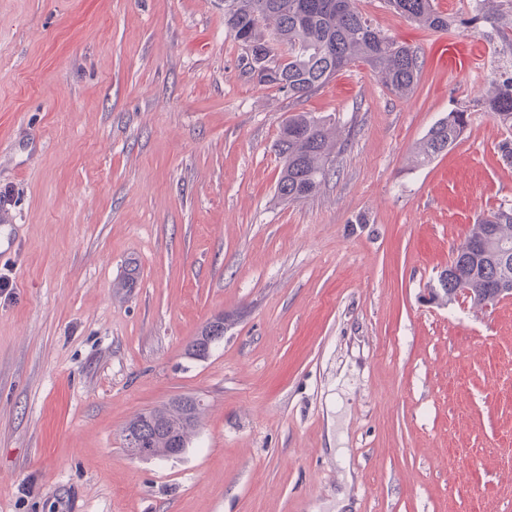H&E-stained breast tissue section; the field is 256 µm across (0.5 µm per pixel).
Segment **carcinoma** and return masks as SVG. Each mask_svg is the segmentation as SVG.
<instances>
[{"mask_svg":"<svg viewBox=\"0 0 512 512\" xmlns=\"http://www.w3.org/2000/svg\"><path fill=\"white\" fill-rule=\"evenodd\" d=\"M469 17L459 20L439 11L435 0H385L397 14L435 31H446L459 23L477 31L496 56L495 91L483 100L497 124L506 133L499 145L501 156L512 158V23L502 26L497 16L512 14V0H472ZM224 28L241 43L262 41L268 29L279 32L270 46L271 58L280 68L279 78L266 81L296 101L317 93L340 71L362 62L377 73L381 83L395 95L411 92L422 72L420 51L378 30L353 5V0H229L224 5ZM468 123L464 109H453L432 125L418 155L429 162L456 143ZM336 141L331 128L321 119L301 112L283 122L276 151L282 159L277 194L288 202L315 194L326 179ZM487 243L460 271L461 283L454 280L436 294L435 300L448 304L458 289L471 291L470 302L482 306L487 301L484 281L493 277L512 280V261L502 263L504 251L512 253V204H502L474 224L457 254H466L477 242ZM176 397L160 407L132 419L125 431L134 433L154 421L160 430L145 445L150 459L170 457L172 442L180 439L189 448V436L199 426L201 408L184 405Z\"/></svg>","mask_w":512,"mask_h":512,"instance_id":"cac0c4a2","label":"carcinoma"}]
</instances>
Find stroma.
<instances>
[{
	"label": "stroma",
	"mask_w": 512,
	"mask_h": 512,
	"mask_svg": "<svg viewBox=\"0 0 512 512\" xmlns=\"http://www.w3.org/2000/svg\"><path fill=\"white\" fill-rule=\"evenodd\" d=\"M355 5L419 49L408 95L360 63L299 103L258 84L224 0H0V512H512V298L424 300L512 204L495 64ZM299 112L340 150L283 204ZM177 396L203 402L188 450L133 457L126 424ZM468 123L464 109H453L432 125L425 135L418 155L422 162H429L449 146L456 143Z\"/></svg>",
	"instance_id": "1"
}]
</instances>
